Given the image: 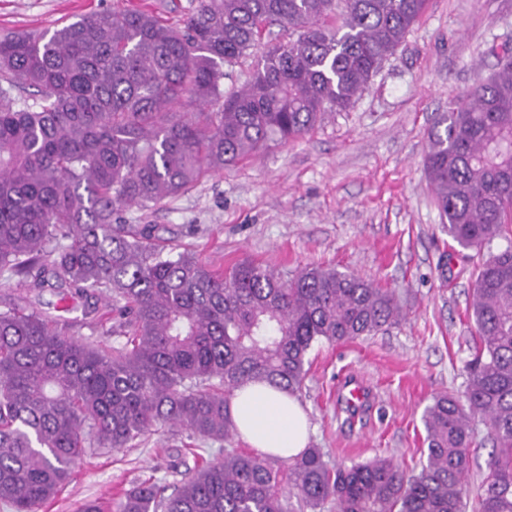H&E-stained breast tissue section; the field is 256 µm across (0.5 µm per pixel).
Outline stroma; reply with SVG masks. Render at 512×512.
Masks as SVG:
<instances>
[{"label":"stroma","instance_id":"35a3bbf8","mask_svg":"<svg viewBox=\"0 0 512 512\" xmlns=\"http://www.w3.org/2000/svg\"><path fill=\"white\" fill-rule=\"evenodd\" d=\"M189 0H0V35L54 31L114 7L167 12ZM512 43V0H429L404 43L343 112H329L299 140L259 152L211 174L150 210L126 209L129 224H157L192 244L215 268L253 259L281 271L331 266L394 289L407 319L373 336L315 344L297 397L312 447L331 463L389 457L418 468L426 448L422 415L434 396H462L473 345L474 251L442 226L424 169L436 118L497 63ZM37 309L66 314L70 332L109 349L118 345L104 300L63 307L58 289L34 297ZM360 377L367 401L347 412L339 388ZM247 450L240 436L211 442L170 431L131 448L87 456L45 512H77L87 499L117 501L151 478L172 484L225 449Z\"/></svg>","mask_w":512,"mask_h":512}]
</instances>
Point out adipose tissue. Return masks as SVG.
<instances>
[{"label": "adipose tissue", "mask_w": 512, "mask_h": 512, "mask_svg": "<svg viewBox=\"0 0 512 512\" xmlns=\"http://www.w3.org/2000/svg\"><path fill=\"white\" fill-rule=\"evenodd\" d=\"M230 412L239 435L261 452L291 458L308 446L309 421L294 396L251 384L236 392Z\"/></svg>", "instance_id": "obj_1"}]
</instances>
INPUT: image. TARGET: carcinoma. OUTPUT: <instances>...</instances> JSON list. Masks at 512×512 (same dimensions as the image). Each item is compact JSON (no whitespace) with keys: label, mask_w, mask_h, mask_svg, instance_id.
<instances>
[{"label":"carcinoma","mask_w":512,"mask_h":512,"mask_svg":"<svg viewBox=\"0 0 512 512\" xmlns=\"http://www.w3.org/2000/svg\"><path fill=\"white\" fill-rule=\"evenodd\" d=\"M428 0H195L169 21L102 11L53 33L0 37V274L61 301L101 297L125 342L106 352L32 309L0 310V503L40 512L87 453L171 428L228 441L234 393L291 394L319 342L372 336L404 318L395 292L334 267L291 276L252 260L213 269L156 224H127L347 109ZM250 82L224 66L269 27ZM195 104V110L186 107ZM448 236L478 253L464 399L424 411L426 460L330 465L231 450L172 487L142 482L116 512H512V58L435 122L425 157ZM493 444L468 483L473 424Z\"/></svg>","instance_id":"carcinoma-1"}]
</instances>
